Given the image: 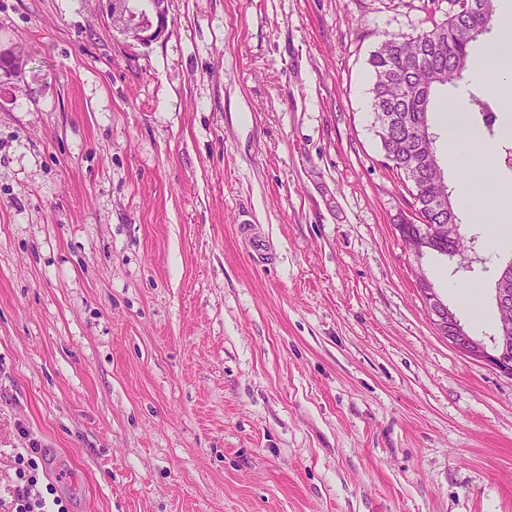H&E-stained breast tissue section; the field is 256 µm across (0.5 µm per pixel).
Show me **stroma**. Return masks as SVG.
I'll return each mask as SVG.
<instances>
[{
	"label": "stroma",
	"instance_id": "1",
	"mask_svg": "<svg viewBox=\"0 0 512 512\" xmlns=\"http://www.w3.org/2000/svg\"><path fill=\"white\" fill-rule=\"evenodd\" d=\"M0 0V502L37 443L69 512H512L495 335L512 110L471 171L470 268L415 259L368 59L453 0ZM273 244L255 264L244 220ZM154 3L150 10L136 14L127 0H106V16L112 27L120 30L134 42L148 44L159 39L167 30L168 17L165 0ZM501 271L502 269L497 276V280L499 277L500 279L497 288H495V301L499 314L498 338L500 347L493 352L486 348L480 340L469 336L454 326L448 308L440 304L435 298L432 285L421 268L416 272V279L418 287L428 303L434 322L442 330L443 335L448 334L446 336L448 342L465 355L483 361L502 373L512 375V357L506 351L507 346L512 341V322H505L501 318L504 311L512 310V281H510L509 275L505 273L500 276Z\"/></svg>",
	"mask_w": 512,
	"mask_h": 512
}]
</instances>
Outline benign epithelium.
Returning <instances> with one entry per match:
<instances>
[{
	"label": "benign epithelium",
	"instance_id": "7a95c632",
	"mask_svg": "<svg viewBox=\"0 0 512 512\" xmlns=\"http://www.w3.org/2000/svg\"><path fill=\"white\" fill-rule=\"evenodd\" d=\"M106 4V16L112 23V27L120 30L134 42L151 43L159 39L167 30L165 0H160L159 4L152 6L143 14L133 12L128 0H106ZM409 223L411 219L404 218L403 223L396 225V230L410 251L417 256L423 251L424 244L409 235ZM416 279L434 322L443 334L447 335L448 342L465 355L483 361L502 373L512 375V354L506 351L507 346L512 344V322L499 321L500 347L492 352L481 341L454 326L448 308L435 298L432 285L423 270L416 272ZM495 301L498 313L512 310V280L506 274L500 276L495 288Z\"/></svg>",
	"mask_w": 512,
	"mask_h": 512
}]
</instances>
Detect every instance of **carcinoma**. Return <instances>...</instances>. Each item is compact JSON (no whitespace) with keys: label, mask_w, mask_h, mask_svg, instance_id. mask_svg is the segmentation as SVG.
Returning <instances> with one entry per match:
<instances>
[{"label":"carcinoma","mask_w":512,"mask_h":512,"mask_svg":"<svg viewBox=\"0 0 512 512\" xmlns=\"http://www.w3.org/2000/svg\"><path fill=\"white\" fill-rule=\"evenodd\" d=\"M477 2L488 18L482 33L473 34L472 17L457 10L416 36H391L368 59L374 127L386 165L394 172L407 165L415 167L417 186L411 195L421 222L413 228L428 239L432 251L451 257L457 248H465V237L460 234L455 241L448 238V225L459 226L462 219L440 164V133L433 127L430 114L436 91L465 79L476 45L503 42L502 33L494 31L497 0ZM487 102L484 96L471 95V111L483 117L479 134L493 139L495 122ZM384 115L391 119L385 134L380 130Z\"/></svg>","instance_id":"carcinoma-1"}]
</instances>
